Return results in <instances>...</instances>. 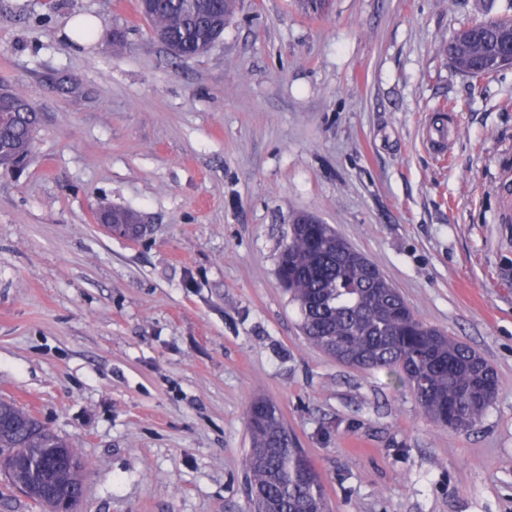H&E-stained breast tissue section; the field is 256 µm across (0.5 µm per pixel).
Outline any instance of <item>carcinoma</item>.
Returning <instances> with one entry per match:
<instances>
[{
    "label": "carcinoma",
    "instance_id": "1",
    "mask_svg": "<svg viewBox=\"0 0 512 512\" xmlns=\"http://www.w3.org/2000/svg\"><path fill=\"white\" fill-rule=\"evenodd\" d=\"M184 4L150 0L142 14L152 23L155 37L175 47V55L194 58L222 36L236 0H195L192 11ZM510 51L512 17L474 22L448 41V59L472 78L497 71L499 58ZM39 124V112L23 94L0 90L1 173L29 156ZM99 219L128 225L133 239L140 234L131 211L109 209ZM278 274L312 347L344 364L403 375L433 422L467 430L491 405L498 389L493 368L468 345L424 323L376 263L332 225L297 216L280 252ZM0 410L12 422L0 431V454L15 462L18 475L82 488L77 449L14 402L0 400ZM246 427L248 512H330L319 472L296 447L275 406L265 399L252 401Z\"/></svg>",
    "mask_w": 512,
    "mask_h": 512
}]
</instances>
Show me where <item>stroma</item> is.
<instances>
[{
	"instance_id": "stroma-1",
	"label": "stroma",
	"mask_w": 512,
	"mask_h": 512,
	"mask_svg": "<svg viewBox=\"0 0 512 512\" xmlns=\"http://www.w3.org/2000/svg\"><path fill=\"white\" fill-rule=\"evenodd\" d=\"M78 14L96 36L66 34ZM512 0H238L177 58L138 0H0V87L41 115L0 174V398L79 449L82 512H245L244 413L276 403L334 512H512V66L445 48ZM122 45H114L113 36ZM454 117L447 154L423 138ZM137 212L132 240L98 208ZM332 225L499 390L433 424L395 374L311 347L277 278Z\"/></svg>"
}]
</instances>
